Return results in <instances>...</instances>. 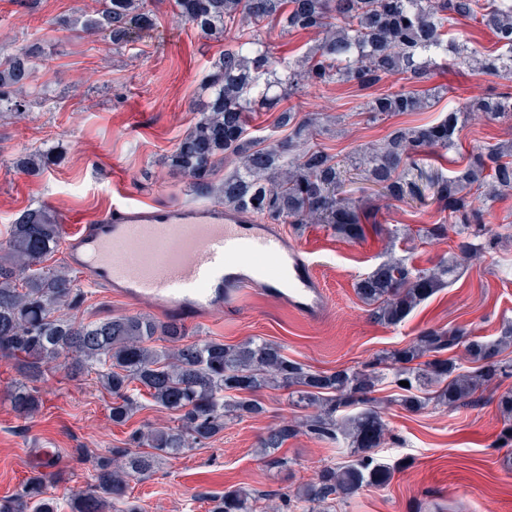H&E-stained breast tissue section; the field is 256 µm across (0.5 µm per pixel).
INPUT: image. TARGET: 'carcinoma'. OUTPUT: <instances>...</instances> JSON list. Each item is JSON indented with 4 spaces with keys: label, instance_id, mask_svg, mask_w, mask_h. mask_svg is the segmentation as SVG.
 I'll return each instance as SVG.
<instances>
[{
    "label": "carcinoma",
    "instance_id": "cac0c4a2",
    "mask_svg": "<svg viewBox=\"0 0 512 512\" xmlns=\"http://www.w3.org/2000/svg\"><path fill=\"white\" fill-rule=\"evenodd\" d=\"M181 15L201 33L215 38L234 26L239 41L224 49L214 65L200 117L170 156V166L189 180L197 194H220L224 208L257 216L267 224H330L343 239L365 235L368 212L363 200L343 194L348 170L317 143L324 117L288 109L276 126L288 128L282 139L262 144L246 134V116L272 109L305 84L353 83L373 87L400 75L420 82L436 59L449 57L474 74L512 81V3L508 0H175ZM459 18L490 29L501 51L473 66L468 45L448 37L447 27ZM122 46L152 26L146 0H103L91 21ZM277 24L286 31L317 29L321 39L293 61L275 57L261 38V29ZM32 44L0 58V112H20L26 101L15 96L30 77L39 57ZM419 92L380 93L367 112L377 122L389 114H414L427 107ZM489 122H512V92L474 97L436 122L397 127L357 150L358 179L379 193L407 203L432 198L448 212V220L432 225L427 235L456 238L455 252L429 269H413L401 260L380 265L362 279L357 294L373 306L381 324L401 323L418 305L447 286L457 270L474 256L512 246V234L487 227L483 211L468 196L488 189L494 200L512 194V143L497 142L478 152L449 176L426 170L424 160L436 149L456 148L460 127L470 115ZM47 153L35 151L17 160L28 171L41 169ZM233 165L224 183L212 176L223 164ZM61 227L41 209L20 214L0 256V357L15 362L35 382L46 367L64 357L69 375L93 372L112 397V422L123 426L151 405L176 414V425L130 431L125 446L93 460L95 483L88 492L70 495V512H144L129 494L132 481L150 477L159 460L201 448L224 431L229 419L257 417L265 406L256 393L264 388L289 390L297 402L315 413L293 424L271 427L259 439L260 454L271 464L278 448L304 433L320 441H345L357 449L352 458L325 466L295 496L281 505L241 487H229L207 499L208 512H328L330 502L347 499L365 487L385 482L403 469L374 457L385 441L382 406L372 397L387 376L404 392L401 406L417 412L434 400L447 406L473 402L477 394L503 377L512 376V361L501 358L512 344V323L491 341L465 339L459 327L425 328L406 348L392 355L387 374L374 366L318 372L291 360L284 349L267 341L227 345L219 340H189L176 322L135 314L77 323L59 314L78 301L74 278L61 267L43 266L57 246ZM164 345H158V342ZM465 343L472 367L443 352ZM406 381L404 387L400 382ZM505 420L499 435L512 446V389L498 394ZM360 406L354 414L345 409ZM40 391L22 385L11 393V407L20 418L39 411ZM53 475L33 472L20 490L0 499V512H58L47 495Z\"/></svg>",
    "mask_w": 512,
    "mask_h": 512
}]
</instances>
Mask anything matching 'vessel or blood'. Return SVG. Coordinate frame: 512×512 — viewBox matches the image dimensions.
Listing matches in <instances>:
<instances>
[{
  "label": "vessel or blood",
  "instance_id": "b4317fda",
  "mask_svg": "<svg viewBox=\"0 0 512 512\" xmlns=\"http://www.w3.org/2000/svg\"><path fill=\"white\" fill-rule=\"evenodd\" d=\"M67 224V259L87 284L145 302L164 316L190 321L235 306L261 286L289 311L315 319L326 293L307 254L277 226L212 205L111 207L90 222ZM276 263L267 275L255 259Z\"/></svg>",
  "mask_w": 512,
  "mask_h": 512
}]
</instances>
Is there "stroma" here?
Here are the masks:
<instances>
[{"label":"stroma","instance_id":"stroma-1","mask_svg":"<svg viewBox=\"0 0 512 512\" xmlns=\"http://www.w3.org/2000/svg\"><path fill=\"white\" fill-rule=\"evenodd\" d=\"M101 0H0V51L35 44L41 55L26 87L49 86L48 100L30 102L21 115L0 114V245L23 211L46 208L55 217L100 216L115 204L218 205L217 196L196 195L187 180L167 164L179 140L198 119L194 109L205 79L227 47V40L203 36L172 9L170 0H150L154 26L122 47L106 33L82 29L95 18ZM263 37L274 56L294 59L318 39V32H287L270 25ZM388 78L373 89L354 84L307 85L284 100V107L331 116L320 146L348 161L359 145L378 140L397 127L435 121L466 99L512 87L492 76H474L439 61L421 85L431 96L423 112L396 114L367 122L366 102L373 94L408 89ZM512 138V127L481 119L468 121L456 149L439 154L451 170L486 145ZM41 149L49 159L39 175L18 170L19 156ZM362 240L336 236L326 224L283 225L289 240L307 251L328 306L308 320L263 294L246 289L237 307L217 310L187 324L193 340L238 344L254 337L279 344L288 357L307 368L333 372L364 368L412 343L428 327H465L470 335L498 338L512 321V250H497L467 263L449 286L418 305L400 324L373 320L359 298L358 281L390 259L429 268L447 259L454 239L426 237L425 227L443 213L429 205L407 213L404 205L376 199ZM105 288L81 287L80 302L69 318L96 321L121 314L151 315ZM13 360L0 358V497L16 492L34 468L38 449L54 448L62 460L60 480L48 493L69 512L71 492L89 490L95 480L92 459L123 445L130 430L143 423L172 425V412L153 406L130 424L113 425L110 395L94 375L68 378L52 369L40 385L44 405L22 419L7 396L21 383ZM390 381L374 393L384 408L388 435L377 451L381 462L405 461L403 470L382 485L367 487L337 502L336 512H512V464L498 436L503 419L497 395L486 390L479 401L448 407L431 404L417 413L396 401ZM266 412L257 418L228 420L223 434L205 447L159 464L156 472L130 484L145 512H207L206 496L236 486L267 494L295 493L324 466L342 462L335 445L301 434L279 449L284 465L256 456L260 435L284 420L305 418L289 404L284 390L259 393Z\"/></svg>","mask_w":512,"mask_h":512}]
</instances>
